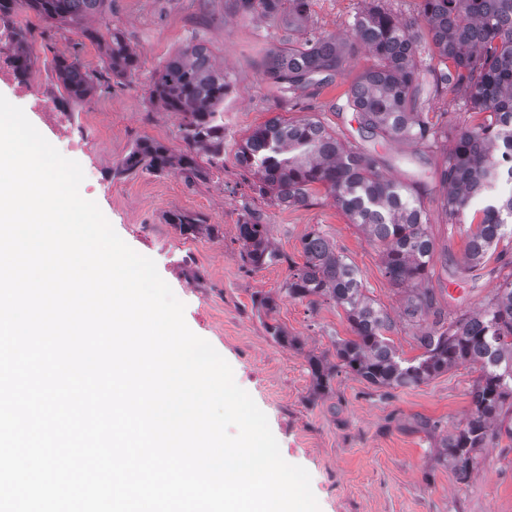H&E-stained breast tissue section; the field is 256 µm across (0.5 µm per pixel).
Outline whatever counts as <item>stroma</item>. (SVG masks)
Returning <instances> with one entry per match:
<instances>
[{
    "label": "stroma",
    "mask_w": 512,
    "mask_h": 512,
    "mask_svg": "<svg viewBox=\"0 0 512 512\" xmlns=\"http://www.w3.org/2000/svg\"><path fill=\"white\" fill-rule=\"evenodd\" d=\"M370 3L311 0L310 26L319 33L345 35L354 15ZM11 23L30 29L28 82L36 92L58 97L53 60L62 50L99 75L101 92L65 113L92 137L91 149L72 158L85 174L100 177L93 201L131 248L155 261L184 303L188 327L229 362L236 383L267 415L283 458L308 470L320 512H512V439L482 449L464 482L440 458L441 440L471 410L478 379L474 368L460 366L389 392L342 372L325 394L314 395L308 357L333 356L336 340L351 337L345 312L326 299L289 298L287 263L250 274L242 268L238 225L246 209L261 213L274 247L289 261H301V241L318 225L357 267L369 296L392 317L400 315L399 297L384 274L377 244L350 224L323 188H316L309 205L280 207L255 195L252 176L234 161L241 139L271 117L315 115L342 138L377 153L389 177L420 183L436 240L430 286L437 308L446 313L479 309L496 288V258L465 271V237L449 233L443 222L438 151L383 142L360 131L346 95L371 63L365 50L349 54L331 84L284 94L261 72L267 51L279 44L281 24L241 18L224 0H111L104 17L88 24L118 29L138 53L139 71L131 83L119 85L100 46L29 14L13 16ZM189 44L206 47L232 81L223 108V168L193 185L174 173L114 174L138 139L174 152L184 149L179 116L155 103L150 89L166 61ZM175 210L201 216L213 232L180 235L165 222ZM259 296L276 300L269 317L299 337L301 348L272 340L264 326L269 317L255 303Z\"/></svg>",
    "instance_id": "stroma-1"
}]
</instances>
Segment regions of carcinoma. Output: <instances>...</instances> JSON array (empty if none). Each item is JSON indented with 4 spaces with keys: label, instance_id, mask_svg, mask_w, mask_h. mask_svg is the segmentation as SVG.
Masks as SVG:
<instances>
[{
    "label": "carcinoma",
    "instance_id": "carcinoma-1",
    "mask_svg": "<svg viewBox=\"0 0 512 512\" xmlns=\"http://www.w3.org/2000/svg\"><path fill=\"white\" fill-rule=\"evenodd\" d=\"M228 2L244 18L282 20L285 34L265 58L263 76L284 92L333 82L346 49H368L373 64L352 82L347 106L362 128L385 141L405 140L439 150L448 230L464 223L466 211L490 184L502 182L500 152L512 153V0H420L417 14L404 23L386 7V0H373L367 11L354 16L348 45L310 30V0ZM107 7L108 0H0V21L32 12L52 25L77 30L103 47L112 78L121 83L138 70L137 55L120 31L106 39L86 25ZM424 30L431 37L430 48L422 45ZM18 32L16 76L25 82L32 61L27 31ZM425 52L438 58L441 67L422 64ZM54 71L64 89L58 98L63 109L92 98L100 87L98 77L76 55L55 58ZM431 84L461 96L470 110L484 113L482 121H432L423 108ZM229 90L228 75L215 66L205 47L179 50L163 66L150 93L165 110L182 116L185 149L175 154L158 142L140 140L114 174L173 172L189 184L209 180L211 169L224 162V123L216 115ZM234 158L254 177V193L280 206H306L315 186L323 187L350 223L379 243L390 284L406 292V321L435 317L432 327L417 337L422 353L412 360L400 357L386 337L393 321L366 295L358 270L336 251L321 227L303 237L304 262L299 265L272 248L261 215L248 213L238 225L243 268L253 272L288 263V297L331 300L351 326L353 337L336 341V362L309 357L317 392L328 390L342 371L387 389L423 383L458 366L480 372L471 392V413L441 445V458L460 479H467L478 464L479 449L497 445L505 436L512 439V427L503 426L505 415L512 412V262L500 265L501 282L480 311L446 315L435 308L428 287L435 243L421 200L414 187L383 174L377 153L338 138L314 116L292 120L276 115L242 140ZM478 213L476 227L464 230L468 271L500 243L512 240V183L495 206L481 207ZM167 223L182 235H194L203 220L175 212ZM265 328L277 344L297 346L298 340L282 327L267 323Z\"/></svg>",
    "mask_w": 512,
    "mask_h": 512
}]
</instances>
